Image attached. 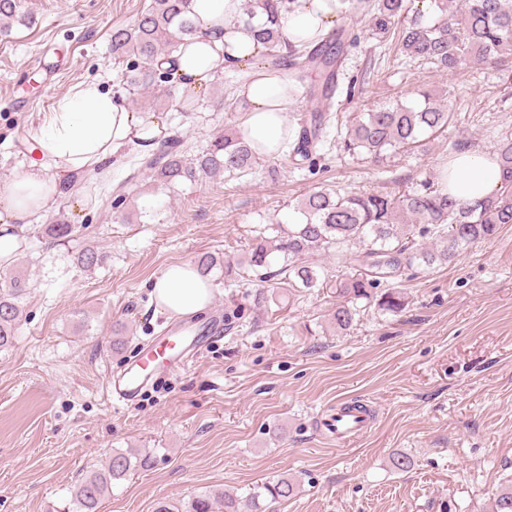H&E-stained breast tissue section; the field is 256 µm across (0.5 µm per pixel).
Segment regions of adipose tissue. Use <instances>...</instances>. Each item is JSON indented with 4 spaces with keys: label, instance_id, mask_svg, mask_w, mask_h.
<instances>
[{
    "label": "adipose tissue",
    "instance_id": "1",
    "mask_svg": "<svg viewBox=\"0 0 512 512\" xmlns=\"http://www.w3.org/2000/svg\"><path fill=\"white\" fill-rule=\"evenodd\" d=\"M243 0H192L200 32L174 55L177 75L186 86L205 88L216 74L243 67L263 49L257 26L238 23ZM340 0H295L285 15V36L293 44L327 36L335 25ZM244 138L264 158L281 157L288 141V84L273 76H252L241 88ZM168 136L164 117H143L124 100L90 83L78 86L57 104L37 137L39 162L0 182V268L14 260L31 217L47 212L62 192L66 176L106 178L128 152L150 153ZM448 190L471 203L501 187L495 156L474 150L455 155L446 167ZM157 309L189 318L210 305L213 286L189 262L170 265L151 286Z\"/></svg>",
    "mask_w": 512,
    "mask_h": 512
}]
</instances>
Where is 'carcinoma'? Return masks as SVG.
<instances>
[{
	"label": "carcinoma",
	"mask_w": 512,
	"mask_h": 512,
	"mask_svg": "<svg viewBox=\"0 0 512 512\" xmlns=\"http://www.w3.org/2000/svg\"><path fill=\"white\" fill-rule=\"evenodd\" d=\"M434 18L411 9V0H342L341 13L349 26L332 30L317 46L297 47L284 34L283 19L290 10L287 0H244L241 20L249 23L262 10L266 15L259 39L277 53L278 67L293 77L294 68L307 67L322 77L318 86L307 87L301 97L322 102L324 111L307 112L297 138L288 143V158L300 168L313 169L317 153L337 149L343 154L381 163L393 154L425 150L429 142L455 125L456 115L445 104L447 93L424 89L413 105L396 103L369 112L334 110L342 57L357 40L354 25L367 21L374 34L395 38L397 50L412 61L431 63L437 71L455 73L465 67L489 64L504 66L512 56V0H431ZM192 0H150L128 26L112 29V56L138 57L143 66L126 76L142 90L155 85L158 62L169 60L182 44L197 34L191 17ZM20 0H0V34L10 32L18 18ZM494 153L502 170L503 191L465 205L448 192V182L426 179L399 195L392 192L356 194L317 186L293 205L295 220L258 231L244 259L222 261L205 254L196 262L204 276L216 269L231 277L249 271L260 283L284 276L290 288H313L318 282L315 257L334 250L350 253L359 268L356 277L336 287L338 302L332 313L336 328L345 330L356 314L354 304L370 299L372 290L389 285L378 306L398 313L406 305L404 293L394 280L406 271L448 265L468 244L495 235L502 224H512V136L502 137ZM257 156L241 133L226 132L211 144L193 151L184 139L174 136L156 152L135 160L137 170L149 172L153 186L171 188L185 180L219 176L241 178L255 173ZM271 230L275 235L268 237ZM48 245L74 240L76 226L63 214L46 228ZM431 238L432 247L419 248L415 237ZM359 244L355 251L349 245ZM285 265L272 269L274 254ZM74 262L84 270L107 260V254L90 244L74 252ZM26 282L18 276L0 287V351L12 347L23 316L21 301ZM151 456L137 449L115 451L105 465L83 477L73 489L71 512H98L112 486L146 469ZM297 482L286 476L266 482L246 496H224V512H269L270 504L295 495ZM218 495L203 494L177 505L163 502L156 512H214Z\"/></svg>",
	"instance_id": "carcinoma-1"
}]
</instances>
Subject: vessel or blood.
Returning <instances> with one entry per match:
<instances>
[{
  "label": "vessel or blood",
  "mask_w": 512,
  "mask_h": 512,
  "mask_svg": "<svg viewBox=\"0 0 512 512\" xmlns=\"http://www.w3.org/2000/svg\"><path fill=\"white\" fill-rule=\"evenodd\" d=\"M195 340L186 336L185 329L170 328L155 337L144 353L116 378L109 381L111 398L123 404L134 402L150 381L156 368L167 370L186 366L195 356ZM370 419L367 414L339 412L330 418V426L337 443H344L367 431Z\"/></svg>",
  "instance_id": "vessel-or-blood-1"
}]
</instances>
